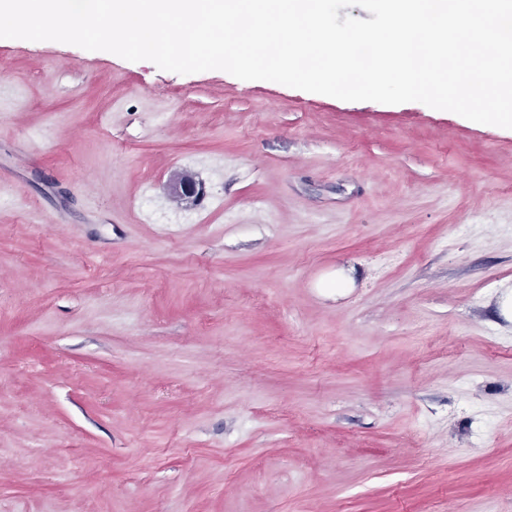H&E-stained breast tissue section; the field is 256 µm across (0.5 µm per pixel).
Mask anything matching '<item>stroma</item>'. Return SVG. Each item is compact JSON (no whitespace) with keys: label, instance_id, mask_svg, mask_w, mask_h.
I'll return each mask as SVG.
<instances>
[{"label":"stroma","instance_id":"1","mask_svg":"<svg viewBox=\"0 0 512 512\" xmlns=\"http://www.w3.org/2000/svg\"><path fill=\"white\" fill-rule=\"evenodd\" d=\"M509 290L512 129L0 39V512H512Z\"/></svg>","mask_w":512,"mask_h":512}]
</instances>
